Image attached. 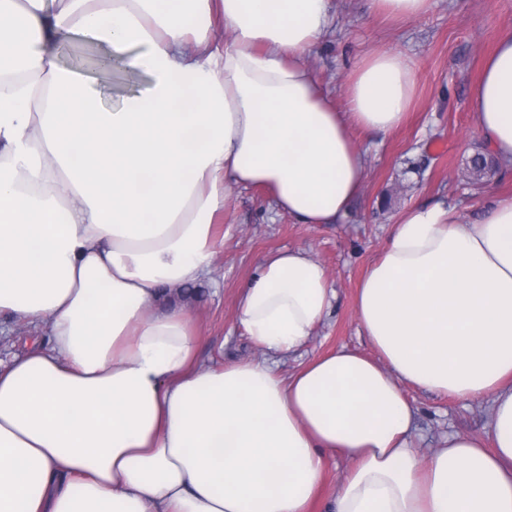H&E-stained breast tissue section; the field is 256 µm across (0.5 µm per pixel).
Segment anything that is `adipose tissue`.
<instances>
[{"mask_svg": "<svg viewBox=\"0 0 512 512\" xmlns=\"http://www.w3.org/2000/svg\"><path fill=\"white\" fill-rule=\"evenodd\" d=\"M330 0H0V315L48 323L0 366V512H310L328 456L350 467L326 512H512V198L475 222L402 212L357 290L374 353L339 347L281 375L336 293L301 249L270 253L238 322L264 359L197 365L169 289L204 280L235 189L298 224H334L363 191L352 129L389 133L413 61L365 55L337 109L304 57ZM223 23L229 41L215 37ZM105 44L139 93L107 109L49 50ZM471 99L512 161V34ZM489 400L485 436L414 444L406 386Z\"/></svg>", "mask_w": 512, "mask_h": 512, "instance_id": "1", "label": "adipose tissue"}]
</instances>
